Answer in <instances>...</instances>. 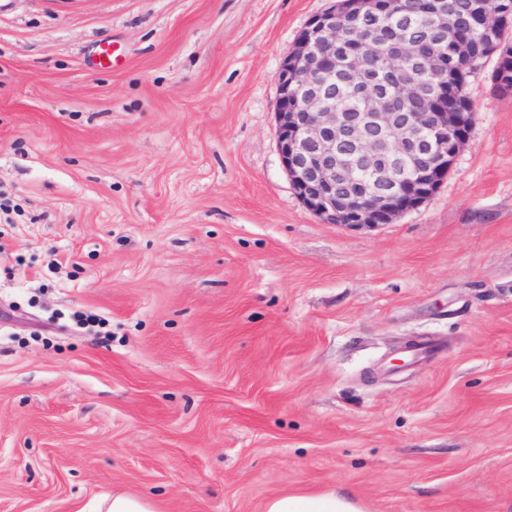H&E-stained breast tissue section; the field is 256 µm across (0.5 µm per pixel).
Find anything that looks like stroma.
<instances>
[{"label": "stroma", "mask_w": 512, "mask_h": 512, "mask_svg": "<svg viewBox=\"0 0 512 512\" xmlns=\"http://www.w3.org/2000/svg\"><path fill=\"white\" fill-rule=\"evenodd\" d=\"M335 2L0 0V512H512V92L424 204L322 223L275 107ZM265 512H364L357 500L333 492L282 494L269 499ZM97 509L106 512H158L151 502L135 495H112L111 500L100 502Z\"/></svg>", "instance_id": "1"}]
</instances>
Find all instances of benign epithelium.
I'll return each mask as SVG.
<instances>
[{
    "label": "benign epithelium",
    "instance_id": "benign-epithelium-1",
    "mask_svg": "<svg viewBox=\"0 0 512 512\" xmlns=\"http://www.w3.org/2000/svg\"><path fill=\"white\" fill-rule=\"evenodd\" d=\"M345 11L365 22L382 0H346ZM434 30L446 35L459 24L448 0H420ZM471 14L483 43L497 50L496 31L484 26L496 16L512 25L502 0H473ZM402 12L383 49L336 47V10L312 17L308 35L284 57L276 103L277 148L295 193L326 224L347 228L394 223L430 198L466 144L474 113L448 98V53H425ZM384 64L376 68L375 59ZM299 73L331 82L357 78L360 112H338L319 83L292 88Z\"/></svg>",
    "mask_w": 512,
    "mask_h": 512
}]
</instances>
